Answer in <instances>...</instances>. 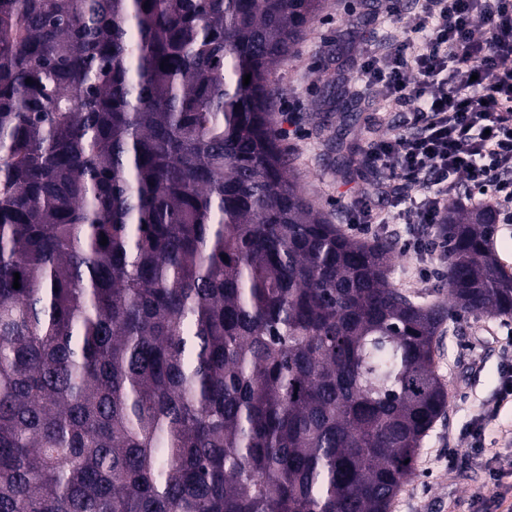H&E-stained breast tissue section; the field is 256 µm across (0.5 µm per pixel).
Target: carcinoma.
<instances>
[{
	"label": "carcinoma",
	"instance_id": "1",
	"mask_svg": "<svg viewBox=\"0 0 512 512\" xmlns=\"http://www.w3.org/2000/svg\"><path fill=\"white\" fill-rule=\"evenodd\" d=\"M323 8L0 0V512H390L415 474L445 324L512 274L450 204L452 305L415 301L291 177L272 75Z\"/></svg>",
	"mask_w": 512,
	"mask_h": 512
}]
</instances>
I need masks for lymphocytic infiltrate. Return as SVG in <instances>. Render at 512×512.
Returning a JSON list of instances; mask_svg holds the SVG:
<instances>
[{
    "instance_id": "1",
    "label": "lymphocytic infiltrate",
    "mask_w": 512,
    "mask_h": 512,
    "mask_svg": "<svg viewBox=\"0 0 512 512\" xmlns=\"http://www.w3.org/2000/svg\"><path fill=\"white\" fill-rule=\"evenodd\" d=\"M357 74L401 114L399 132L365 154L383 178L352 203L364 230L386 234L383 204L406 226L404 248L432 254L431 233L464 180L512 212V0H421L411 35Z\"/></svg>"
}]
</instances>
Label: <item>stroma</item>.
I'll list each match as a JSON object with an SVG mask.
<instances>
[{
	"label": "stroma",
	"mask_w": 512,
	"mask_h": 512,
	"mask_svg": "<svg viewBox=\"0 0 512 512\" xmlns=\"http://www.w3.org/2000/svg\"><path fill=\"white\" fill-rule=\"evenodd\" d=\"M397 25L384 23L380 0H325L294 53L276 71L279 98L273 124L299 185L317 208L348 235L349 204L373 180L360 166L343 173L336 144L345 141L364 157L369 141L396 130L399 115L381 93L357 79L363 55L387 35L404 36L416 22L415 0H399ZM348 86L362 103L356 122L344 124L336 110V90ZM446 264L440 255L424 257L400 250L393 283L411 294L447 297ZM457 333L444 336L437 371L448 387L449 405L423 439L415 475L394 499L391 512H481L498 503L512 512V397L503 384L512 362V316L460 315ZM495 408L483 421L481 447L471 430L476 414Z\"/></svg>",
	"instance_id": "35a3bbf8"
}]
</instances>
